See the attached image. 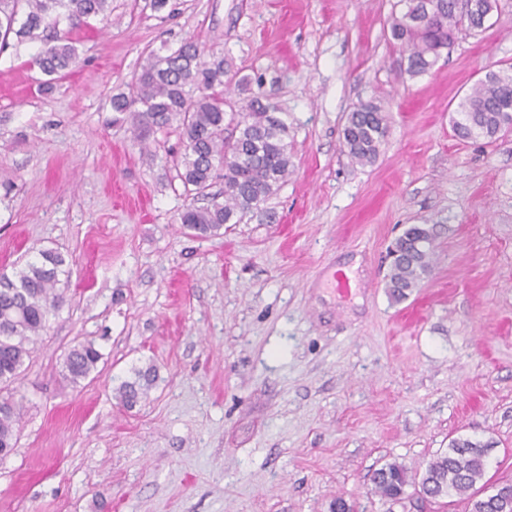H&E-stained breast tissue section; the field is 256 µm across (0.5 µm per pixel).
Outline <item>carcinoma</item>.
Here are the masks:
<instances>
[{
  "label": "carcinoma",
  "mask_w": 512,
  "mask_h": 512,
  "mask_svg": "<svg viewBox=\"0 0 512 512\" xmlns=\"http://www.w3.org/2000/svg\"><path fill=\"white\" fill-rule=\"evenodd\" d=\"M400 0L403 9L391 16L389 33L408 52L406 72H427L460 33L486 28L496 0ZM110 0H0V51L9 37L17 42L36 40L39 30L59 25L63 15L105 17ZM76 59L72 39L64 34L46 43L32 64L47 76L62 77ZM118 120L130 124L137 137L147 139L157 131L175 130L181 142L170 162L184 193L208 199L205 206L188 205L180 224L201 236H219L227 224H239L286 182L291 166L288 125L277 116L280 108L259 95L242 107L224 98V57L202 59L191 41L167 55L151 54L135 77L131 95L112 99ZM455 129L461 139H493L512 129V74L489 72L458 100ZM388 132V116L373 102L349 113L343 143L357 163H373ZM224 178V191L210 193L213 181ZM398 256L391 263L386 288L403 300L429 276L434 253L433 229L412 224L395 240ZM64 257L53 250L39 251V258L12 274H0V383L7 386L21 373L49 315L64 304L57 285L65 273ZM102 354L91 342L74 346L64 365L65 377L76 384L97 367ZM155 382L151 367L135 371L124 381L117 398L126 408L147 397ZM22 402L10 393L0 397V447L14 448L16 424ZM490 444L469 438L452 440L447 451L434 455L422 473L411 474L400 463H388L371 478L373 493L397 500L406 488L437 500L467 496L471 512H512V483L497 485L493 493L473 492L487 471Z\"/></svg>",
  "instance_id": "cac0c4a2"
}]
</instances>
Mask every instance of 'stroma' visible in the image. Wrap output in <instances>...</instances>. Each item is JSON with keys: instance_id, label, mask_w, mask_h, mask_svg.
<instances>
[{"instance_id": "35a3bbf8", "label": "stroma", "mask_w": 512, "mask_h": 512, "mask_svg": "<svg viewBox=\"0 0 512 512\" xmlns=\"http://www.w3.org/2000/svg\"><path fill=\"white\" fill-rule=\"evenodd\" d=\"M398 0H112L104 20L61 18L77 59L62 78L0 53V273L51 249L64 306L9 390L23 400L0 460V512H470L414 490L389 501L373 472L422 469L455 438L491 443L485 475L512 481V132L459 139V97L512 69V0L405 74L389 36ZM194 41L288 125L279 191L220 236L181 226L189 204L166 157L143 153L112 98L150 52ZM389 115L377 160L342 143L347 114ZM433 227L432 272L397 302L388 248ZM350 281L348 294L333 286ZM102 354L80 383L64 359ZM158 370L135 408L119 384ZM102 354L91 342L74 346L68 353L64 365L65 377L72 383L87 378L97 367Z\"/></svg>"}]
</instances>
